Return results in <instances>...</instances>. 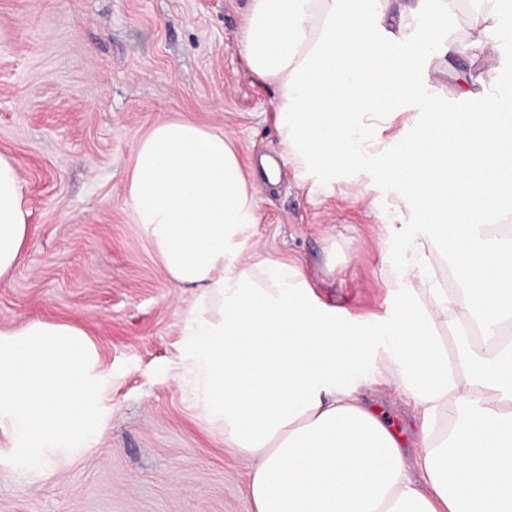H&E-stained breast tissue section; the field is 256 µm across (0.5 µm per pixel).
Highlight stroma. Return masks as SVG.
Returning <instances> with one entry per match:
<instances>
[{
    "instance_id": "1",
    "label": "stroma",
    "mask_w": 512,
    "mask_h": 512,
    "mask_svg": "<svg viewBox=\"0 0 512 512\" xmlns=\"http://www.w3.org/2000/svg\"><path fill=\"white\" fill-rule=\"evenodd\" d=\"M246 0H0V153L16 160L31 212L20 259L0 283V332L39 320L88 334L105 379L91 447L31 475L0 433V512H251L246 467L178 381L181 313L195 299L165 274L125 203L138 140L160 117L229 136L243 164L282 157L273 86L246 69ZM498 69L512 97V32L490 59L449 58L428 91L472 106ZM374 160L326 181L295 164L258 179L257 238L298 264L327 306L385 328L402 265L383 236L397 189ZM401 436L413 407L364 386Z\"/></svg>"
}]
</instances>
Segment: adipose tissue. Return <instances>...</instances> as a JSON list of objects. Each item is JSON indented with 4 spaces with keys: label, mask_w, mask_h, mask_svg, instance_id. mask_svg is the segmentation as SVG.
<instances>
[{
    "label": "adipose tissue",
    "mask_w": 512,
    "mask_h": 512,
    "mask_svg": "<svg viewBox=\"0 0 512 512\" xmlns=\"http://www.w3.org/2000/svg\"><path fill=\"white\" fill-rule=\"evenodd\" d=\"M466 2L478 26L466 41L445 32L456 0H248L243 15L245 66L277 89L286 158L332 176L362 163L360 141L376 182L398 190L401 221L384 231L406 259L386 331L326 307L300 267L254 246L256 173L223 132L160 118L136 145L126 203L169 279L196 292L180 380L246 463L252 512H512V103L483 92L449 112L424 92L450 57L498 49L512 23V0ZM405 112L410 130L384 144V122ZM29 216L0 154V278ZM441 246L455 295L428 285ZM368 362L419 415L414 455L358 385L339 384Z\"/></svg>",
    "instance_id": "ef3b65f1"
}]
</instances>
